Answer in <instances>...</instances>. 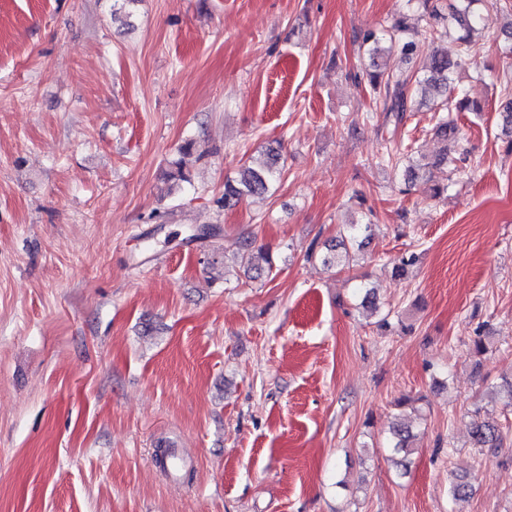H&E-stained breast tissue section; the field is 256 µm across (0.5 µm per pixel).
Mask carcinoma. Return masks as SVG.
<instances>
[{"mask_svg":"<svg viewBox=\"0 0 512 512\" xmlns=\"http://www.w3.org/2000/svg\"><path fill=\"white\" fill-rule=\"evenodd\" d=\"M480 0H454L448 5V13H443L436 0H422L426 12L435 22L440 23L453 19L460 32L456 37L458 49L455 56L438 50L432 51L426 65L427 73L422 76L394 72L392 70H376L369 74V85L375 102L383 105V111L395 113L396 118L407 111L408 102L414 95L426 99L428 97H440L448 112H459L466 107L467 100L452 95L449 88L450 75L463 68L471 57V44L473 34L480 24L481 17L475 10V5ZM407 31L403 21H398L390 29L381 33L369 31L362 38V49L372 59H377L394 49H400L403 54L414 51L415 43L402 38ZM499 114L503 128L509 132L512 130V89H504L500 102ZM279 150L270 147L264 153V159L256 163L243 164L235 177L224 182V196L221 202L224 207L235 206L246 197H263L269 193L273 184L281 177L282 165ZM457 158L448 154V149H443L433 162L421 165L412 159L406 165V175L409 183L413 184L419 178V171L426 168L456 167ZM240 255L248 260L249 269L260 274L271 272L273 263L269 252L264 247H256L253 242L245 240L239 245ZM332 255L323 258L327 265H340L345 267L350 264L351 255L347 246V238L328 246ZM472 447L499 448L502 446V436L495 422L481 415V411L474 410L470 427ZM411 428L402 422L393 424L391 437L387 440L386 448L394 457V463L402 468L407 467L406 460L414 448L411 446ZM472 491V484L465 474H457L451 482L450 492L456 499L467 497Z\"/></svg>","mask_w":512,"mask_h":512,"instance_id":"obj_1","label":"carcinoma"}]
</instances>
